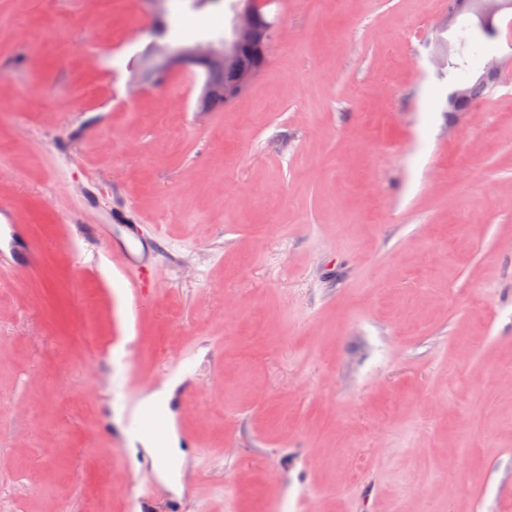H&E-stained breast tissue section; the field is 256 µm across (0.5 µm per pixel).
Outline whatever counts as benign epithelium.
Returning <instances> with one entry per match:
<instances>
[{
  "label": "benign epithelium",
  "mask_w": 512,
  "mask_h": 512,
  "mask_svg": "<svg viewBox=\"0 0 512 512\" xmlns=\"http://www.w3.org/2000/svg\"><path fill=\"white\" fill-rule=\"evenodd\" d=\"M267 0H234L231 5L230 29L221 43H205L191 47L173 49L167 45L156 48V70L169 72L177 69L185 75L206 62L224 59L236 62L234 79L224 85V101L229 103L246 91L264 66H256L246 60H238L240 49L252 46L267 53L273 37V26L260 23ZM464 10L472 12L479 20L482 30L495 28V19L506 10L512 11V0H460L448 11L446 26L455 24L457 16Z\"/></svg>",
  "instance_id": "benign-epithelium-1"
}]
</instances>
